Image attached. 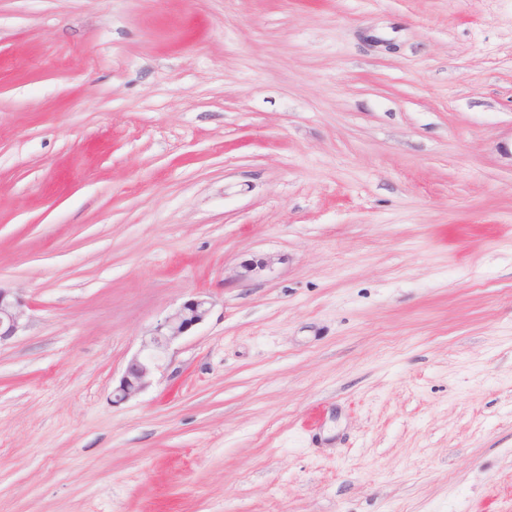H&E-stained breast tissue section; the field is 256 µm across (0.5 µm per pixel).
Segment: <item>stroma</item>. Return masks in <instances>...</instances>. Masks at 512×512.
Masks as SVG:
<instances>
[{
    "label": "stroma",
    "mask_w": 512,
    "mask_h": 512,
    "mask_svg": "<svg viewBox=\"0 0 512 512\" xmlns=\"http://www.w3.org/2000/svg\"><path fill=\"white\" fill-rule=\"evenodd\" d=\"M0 286V512H512V0H0ZM26 308V301L18 293L0 286V343L24 327ZM211 305L207 298L200 296L187 300L143 336L139 352L128 362L118 385L112 390V401L125 402L146 390L159 359L169 345L192 327L204 322Z\"/></svg>",
    "instance_id": "obj_1"
}]
</instances>
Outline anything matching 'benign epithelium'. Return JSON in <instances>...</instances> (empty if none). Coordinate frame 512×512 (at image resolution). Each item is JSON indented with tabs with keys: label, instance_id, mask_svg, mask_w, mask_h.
I'll use <instances>...</instances> for the list:
<instances>
[{
	"label": "benign epithelium",
	"instance_id": "1",
	"mask_svg": "<svg viewBox=\"0 0 512 512\" xmlns=\"http://www.w3.org/2000/svg\"><path fill=\"white\" fill-rule=\"evenodd\" d=\"M26 308L27 303L19 294L0 287V342L17 335L24 327ZM210 311L211 302L198 296L183 302L160 320L142 337L139 352L128 362L118 385L112 390V401L125 402L146 390L169 345L204 322Z\"/></svg>",
	"mask_w": 512,
	"mask_h": 512
}]
</instances>
